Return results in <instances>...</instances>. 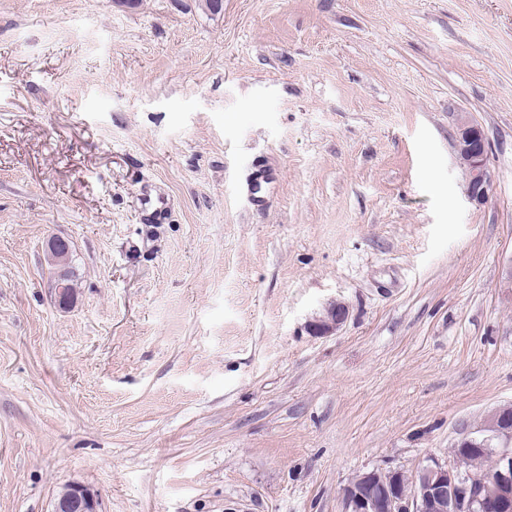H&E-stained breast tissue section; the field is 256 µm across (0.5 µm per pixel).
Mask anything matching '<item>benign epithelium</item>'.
<instances>
[{"label": "benign epithelium", "instance_id": "1", "mask_svg": "<svg viewBox=\"0 0 512 512\" xmlns=\"http://www.w3.org/2000/svg\"><path fill=\"white\" fill-rule=\"evenodd\" d=\"M454 148L465 176L467 198L476 203L486 200L491 182L488 150L484 133L466 112L457 113ZM70 269H58L50 288L61 307L73 303L66 292L65 281ZM349 313L342 302L330 305L326 315L310 323L315 336H330L343 324ZM492 435L469 434L457 442L460 448L486 450L499 441L502 450L495 453V464L489 472L498 487V512H512V409H499L488 421ZM420 479L414 489L405 492L395 482L398 470L372 469L343 490L344 512H478L482 508L480 486L484 474L464 466L461 460L440 462L430 458L419 468ZM97 495L87 487L73 483L56 500L53 512H98Z\"/></svg>", "mask_w": 512, "mask_h": 512}]
</instances>
